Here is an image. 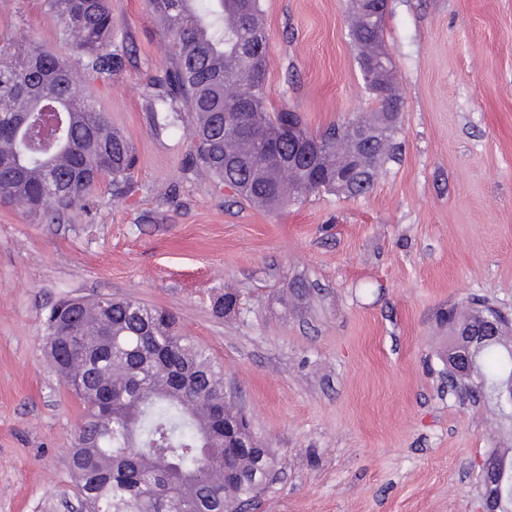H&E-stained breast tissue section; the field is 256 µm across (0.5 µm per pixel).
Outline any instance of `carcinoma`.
<instances>
[{
	"label": "carcinoma",
	"mask_w": 512,
	"mask_h": 512,
	"mask_svg": "<svg viewBox=\"0 0 512 512\" xmlns=\"http://www.w3.org/2000/svg\"><path fill=\"white\" fill-rule=\"evenodd\" d=\"M78 68L24 35L0 36V202L53 223L85 204L101 184L122 196L136 163L129 139L79 89L110 79L127 55L112 42L109 0H44ZM164 26L172 65L158 81L155 124L184 106V133L199 164L249 201L279 209L319 191L336 171V139L357 115L309 136L322 144L317 178L279 180L265 139L288 120L268 106L266 71L253 21L260 0H148ZM383 29L355 16L357 58L371 54ZM396 131L373 125L360 168L343 189L367 193L364 175L395 155ZM44 345L51 363L84 404L86 420L71 449L70 470L85 512H241L270 481L269 448H230L224 435V370L186 335L177 316L132 298L112 299V318L93 302L68 315L50 311ZM477 397L491 399L512 379V352L489 343L475 361ZM501 512H512V459L493 455Z\"/></svg>",
	"instance_id": "cac0c4a2"
}]
</instances>
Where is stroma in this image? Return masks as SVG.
Returning <instances> with one entry per match:
<instances>
[{"label":"stroma","instance_id":"1","mask_svg":"<svg viewBox=\"0 0 512 512\" xmlns=\"http://www.w3.org/2000/svg\"><path fill=\"white\" fill-rule=\"evenodd\" d=\"M110 6L128 56L83 89L136 150L129 192L101 185L58 224L0 204V512L77 505L84 410L48 360L45 316L100 295L177 312L223 366L277 456L257 512H481L480 464L512 448V424L449 394L441 318L475 297L512 318V0H390L396 159L363 196L273 212L196 172L189 112L153 125L165 31L147 0ZM353 7L262 0L267 98L315 132L373 108ZM19 32L72 57L43 0H0V34Z\"/></svg>","mask_w":512,"mask_h":512}]
</instances>
